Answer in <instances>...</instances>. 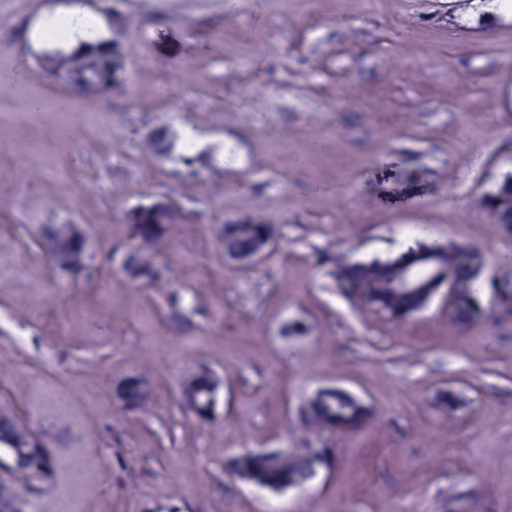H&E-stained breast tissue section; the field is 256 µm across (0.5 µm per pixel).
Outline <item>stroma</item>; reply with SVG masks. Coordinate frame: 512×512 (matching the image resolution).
I'll return each mask as SVG.
<instances>
[{
  "mask_svg": "<svg viewBox=\"0 0 512 512\" xmlns=\"http://www.w3.org/2000/svg\"><path fill=\"white\" fill-rule=\"evenodd\" d=\"M488 2L120 0L122 87L78 96L29 41L69 0H0V408L52 459L22 512H512V316L491 286L512 225L483 203L512 175V15ZM184 124L209 137L194 177L146 149ZM160 199L183 218L159 277L131 280L128 214ZM244 217L276 232L248 265L216 235ZM68 222L96 255L75 278L38 246ZM418 230L481 252L484 318L455 325L441 292L397 322L338 288L339 258L396 257ZM203 369L204 420L180 396ZM128 378L141 408L114 396ZM326 387L372 410L329 436L332 469L279 492L226 474L298 447L289 425Z\"/></svg>",
  "mask_w": 512,
  "mask_h": 512,
  "instance_id": "35a3bbf8",
  "label": "stroma"
}]
</instances>
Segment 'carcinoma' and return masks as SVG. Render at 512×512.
<instances>
[{
	"label": "carcinoma",
	"instance_id": "carcinoma-1",
	"mask_svg": "<svg viewBox=\"0 0 512 512\" xmlns=\"http://www.w3.org/2000/svg\"><path fill=\"white\" fill-rule=\"evenodd\" d=\"M63 62L62 83L77 92H100L112 90L117 83L115 75L124 68V49L122 42L113 43V48L103 54L87 56L78 52L57 53ZM148 150L160 160H176L184 167L187 176L197 173L195 158L180 153L174 154L171 141L159 139L149 143ZM494 210L496 223L512 224V177L503 180L497 196L489 201ZM147 224L131 225L132 243L124 256L123 270L137 267L152 279L156 276L154 260L156 248L165 237L169 228L156 223V218L148 217ZM224 247L246 256L254 251L258 238L265 231L263 224H226ZM40 248L48 255L67 250L68 242L59 237L53 224L41 231ZM424 253L441 255L448 277L455 284L451 316L454 322L467 325L476 319L478 299L476 284L483 268L481 253L471 247L455 244L450 247L441 241L429 244L417 243V246L393 259L373 260L370 262H346L337 264L338 275L335 279L341 288L366 289L365 300L371 305L391 308L403 318L418 312L424 302V296L416 291L395 295L388 285L404 269L402 261L412 256L421 257ZM371 409L366 404L354 403L344 392L329 390L321 397L307 402L298 416V431L302 433L301 447L279 456H252L248 453L236 455L226 465L227 473L248 471L257 480V485L279 491L285 485L302 487L312 480L313 461L310 459L309 443L323 432L332 428L347 432L358 428L369 420ZM17 424L14 417L0 418V447L7 453L18 449Z\"/></svg>",
	"mask_w": 512,
	"mask_h": 512
}]
</instances>
